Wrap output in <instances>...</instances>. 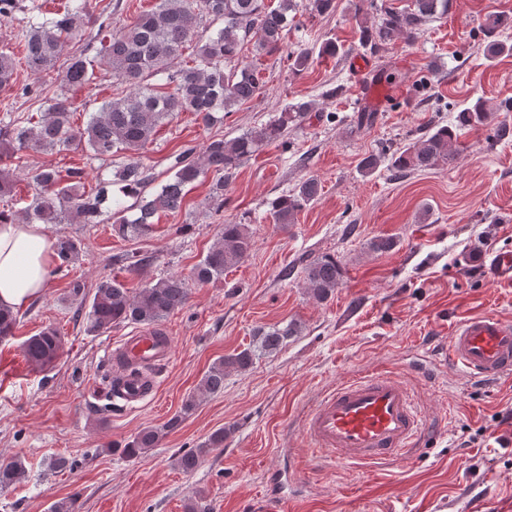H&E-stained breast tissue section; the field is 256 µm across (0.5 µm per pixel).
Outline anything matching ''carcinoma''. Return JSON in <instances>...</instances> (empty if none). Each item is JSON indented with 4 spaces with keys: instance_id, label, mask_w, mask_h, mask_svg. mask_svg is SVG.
<instances>
[{
    "instance_id": "obj_1",
    "label": "carcinoma",
    "mask_w": 512,
    "mask_h": 512,
    "mask_svg": "<svg viewBox=\"0 0 512 512\" xmlns=\"http://www.w3.org/2000/svg\"><path fill=\"white\" fill-rule=\"evenodd\" d=\"M375 11L377 20L370 22L364 14V3ZM297 0H158L149 10L142 11L130 23L113 29L104 37L94 36L93 53L83 50L69 57L62 72L61 92L52 96L44 90L35 92L43 98L39 119L19 113L0 124V162L20 152L61 151L72 145L86 148L95 157L126 154V163L94 192L85 191L86 173L82 168L68 170L67 177L52 168H37L31 174L37 190L23 208L25 224H106L122 237H134L150 230L158 212H175L182 208L186 188L207 172L215 175L212 200L217 208L224 207V190L230 185L239 166L268 142L283 136L290 124H299L310 112L307 102L285 109L279 117L261 129L244 133L230 140L211 139L201 154L193 147L183 150L172 166V174L153 193L146 189L154 181L150 169L139 159L140 151L152 142L158 128L171 122L182 112L192 113L198 122L209 128L224 121V114L252 99L261 85L255 64L226 69L242 46L253 45L256 55L271 54L281 48L288 35V24L296 15ZM448 13V0H412L411 5L398 8L386 0H358L355 14L361 16V42L375 51L388 42L413 39L421 27L437 16ZM221 23L213 35L196 47L191 63L180 65L186 44L206 18ZM91 23L89 0H69L63 12L52 18L31 16L21 31L25 54L17 59L0 53V88L13 86L18 67L24 64L34 75L54 69L66 43L73 34ZM512 17L490 14L485 18L484 31L494 36L511 28ZM112 72L118 84L127 87L101 103L89 114L85 126L73 124L74 112L70 90L83 88L95 78V71ZM153 77L156 83L147 82ZM494 112L485 101L478 99L458 112L455 124L430 126L415 142L393 154L388 166L402 172L445 166L457 153L456 129L479 127L491 123ZM118 184L122 197L109 194V187ZM319 183L314 178L301 181L290 194L271 203L270 215L276 224H293L299 212L316 201ZM130 197L135 202L124 205ZM252 240L244 224L226 221L206 256L194 266L191 278L171 275L132 292L116 277L106 276L93 293L85 284L72 282L69 298L89 301L84 317L85 332L101 335L124 322L154 325L189 299V281L207 284L224 277V271L238 266L249 255ZM61 264L74 262L80 244L72 237L60 235L54 243ZM341 268L336 258L323 255L305 268V284L310 294L323 301L339 285ZM19 318L10 308L0 307V342L14 336ZM297 332V324L260 329V348L277 349ZM63 338L52 326L28 337L22 353L37 372L51 370L63 348ZM253 364V353L245 349L212 363L198 386L199 395L188 397L180 414L165 426L177 428L195 410L199 396L224 391V377L231 371L244 372ZM161 430L145 428L128 440L121 453L136 458L157 447ZM226 433L220 428L212 432L200 448L181 454L177 464L191 472L209 450L224 447ZM26 474L20 458L0 462V491L21 482Z\"/></svg>"
}]
</instances>
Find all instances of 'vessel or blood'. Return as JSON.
I'll list each match as a JSON object with an SVG mask.
<instances>
[{
    "label": "vessel or blood",
    "instance_id": "1",
    "mask_svg": "<svg viewBox=\"0 0 512 512\" xmlns=\"http://www.w3.org/2000/svg\"><path fill=\"white\" fill-rule=\"evenodd\" d=\"M358 93L382 100L392 88L373 74L364 59L353 62ZM172 352L169 336L159 329L138 330L109 352L113 364L112 403L132 408L144 403L157 385L156 374ZM468 378L491 384L512 374V322L490 312L461 320L447 348L414 367L432 378L447 366ZM309 447L332 461L355 467L380 464L420 447L426 423L406 383L388 372L353 375L322 395L298 420Z\"/></svg>",
    "mask_w": 512,
    "mask_h": 512
}]
</instances>
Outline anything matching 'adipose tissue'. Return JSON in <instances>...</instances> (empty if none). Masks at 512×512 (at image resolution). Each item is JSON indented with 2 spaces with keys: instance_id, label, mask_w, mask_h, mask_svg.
<instances>
[{
  "instance_id": "ef3b65f1",
  "label": "adipose tissue",
  "mask_w": 512,
  "mask_h": 512,
  "mask_svg": "<svg viewBox=\"0 0 512 512\" xmlns=\"http://www.w3.org/2000/svg\"><path fill=\"white\" fill-rule=\"evenodd\" d=\"M51 250L42 225L0 222V305L18 308L48 280Z\"/></svg>"
}]
</instances>
